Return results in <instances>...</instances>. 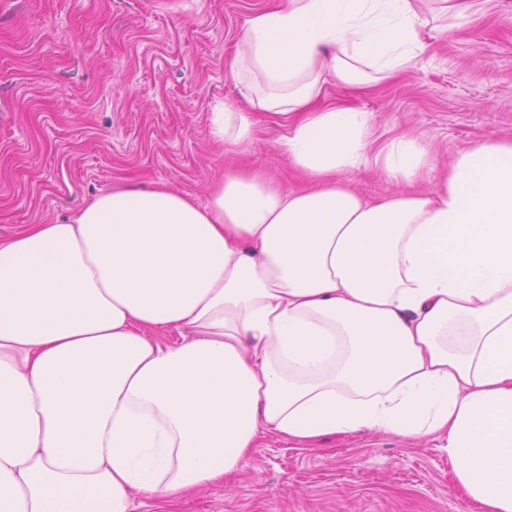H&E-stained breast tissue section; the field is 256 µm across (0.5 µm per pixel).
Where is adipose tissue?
I'll return each mask as SVG.
<instances>
[{
    "mask_svg": "<svg viewBox=\"0 0 512 512\" xmlns=\"http://www.w3.org/2000/svg\"><path fill=\"white\" fill-rule=\"evenodd\" d=\"M495 3L272 0L228 65L249 108L216 105L209 129L228 155L276 130L302 187L250 165L202 204L104 192L0 239V512H171L264 436L355 432L440 441L467 495L512 512V141L416 192L425 145L320 104ZM367 168L398 192L354 191Z\"/></svg>",
    "mask_w": 512,
    "mask_h": 512,
    "instance_id": "obj_1",
    "label": "adipose tissue"
}]
</instances>
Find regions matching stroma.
<instances>
[{"instance_id":"1","label":"stroma","mask_w":512,"mask_h":512,"mask_svg":"<svg viewBox=\"0 0 512 512\" xmlns=\"http://www.w3.org/2000/svg\"><path fill=\"white\" fill-rule=\"evenodd\" d=\"M269 0H0V238L70 217L94 196L160 184L208 198L227 162L209 135L221 103L246 108L226 63ZM395 79L327 85L321 102L413 132L439 166L512 139V0L438 36ZM177 512H483L437 441L386 433L316 446L262 440L244 468Z\"/></svg>"}]
</instances>
